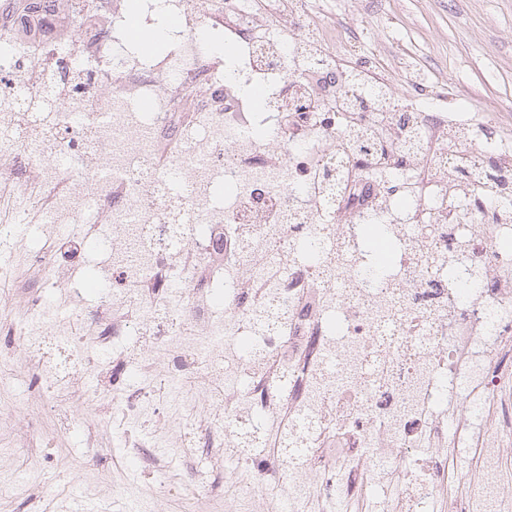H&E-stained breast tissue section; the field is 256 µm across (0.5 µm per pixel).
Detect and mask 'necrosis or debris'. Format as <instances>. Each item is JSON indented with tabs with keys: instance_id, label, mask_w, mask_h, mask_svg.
Wrapping results in <instances>:
<instances>
[{
	"instance_id": "1",
	"label": "necrosis or debris",
	"mask_w": 512,
	"mask_h": 512,
	"mask_svg": "<svg viewBox=\"0 0 512 512\" xmlns=\"http://www.w3.org/2000/svg\"><path fill=\"white\" fill-rule=\"evenodd\" d=\"M315 4L142 0L177 20L153 58L126 0H0V327L66 419L121 348L106 416L131 456L200 448L231 479L193 499L512 512V214L498 173L448 175L512 140L412 69L394 94L361 21ZM367 223L394 231L378 271Z\"/></svg>"
}]
</instances>
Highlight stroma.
I'll list each match as a JSON object with an SVG mask.
<instances>
[{"instance_id": "35a3bbf8", "label": "stroma", "mask_w": 512, "mask_h": 512, "mask_svg": "<svg viewBox=\"0 0 512 512\" xmlns=\"http://www.w3.org/2000/svg\"><path fill=\"white\" fill-rule=\"evenodd\" d=\"M330 8L367 21L366 44L382 75L397 71L400 57L411 56L414 67L435 85L447 88V108L482 119L498 117L502 136H512V0H328ZM28 401L18 410L13 434L0 435V471L23 469L27 451H6L14 436L32 429L54 439L41 461V485L32 493L0 495V512H77L79 504L96 507L79 481L85 461H92L102 492L124 491L126 503H138L141 512H183L178 495L161 496L153 489L179 475L188 479L189 468L178 473L147 471L127 457L119 438L113 437L102 412L86 408L68 421L57 419L40 390L26 382ZM95 428L102 446L98 453L84 448L87 428Z\"/></svg>"}]
</instances>
